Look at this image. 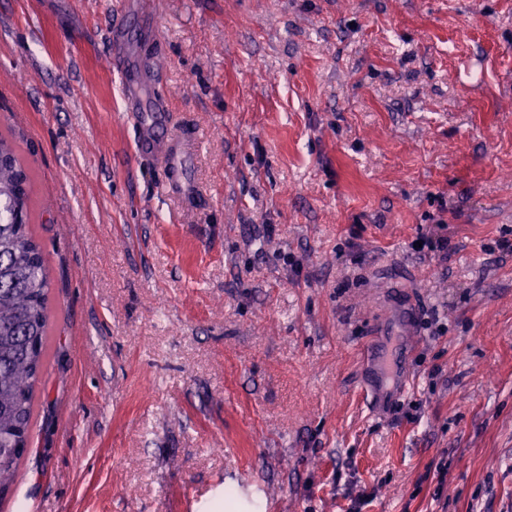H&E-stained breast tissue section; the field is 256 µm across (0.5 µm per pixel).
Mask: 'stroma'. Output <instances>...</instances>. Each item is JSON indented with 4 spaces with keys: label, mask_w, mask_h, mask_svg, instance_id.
<instances>
[{
    "label": "stroma",
    "mask_w": 512,
    "mask_h": 512,
    "mask_svg": "<svg viewBox=\"0 0 512 512\" xmlns=\"http://www.w3.org/2000/svg\"><path fill=\"white\" fill-rule=\"evenodd\" d=\"M0 136L51 280L0 512H512V0H0ZM190 148L184 140L175 139L165 148L152 146L150 153H163L166 160L169 177L164 181V188L167 192L184 193L187 190L186 184L180 179L179 172L183 166V158L189 153ZM378 359L384 369L385 384L374 388V391L366 390L369 404H375V406H380L384 396L391 397L393 390L405 382L404 376L395 361L384 356H379Z\"/></svg>",
    "instance_id": "35a3bbf8"
}]
</instances>
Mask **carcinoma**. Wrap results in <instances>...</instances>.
Segmentation results:
<instances>
[{
    "instance_id": "obj_1",
    "label": "carcinoma",
    "mask_w": 512,
    "mask_h": 512,
    "mask_svg": "<svg viewBox=\"0 0 512 512\" xmlns=\"http://www.w3.org/2000/svg\"><path fill=\"white\" fill-rule=\"evenodd\" d=\"M30 210V176L0 137V497L28 446L48 332L51 283Z\"/></svg>"
}]
</instances>
